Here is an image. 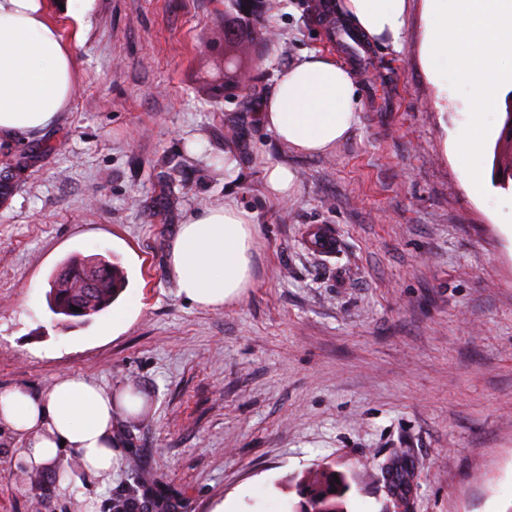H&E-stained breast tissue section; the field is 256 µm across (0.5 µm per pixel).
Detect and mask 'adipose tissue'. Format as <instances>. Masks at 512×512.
Returning <instances> with one entry per match:
<instances>
[{
  "label": "adipose tissue",
  "instance_id": "adipose-tissue-1",
  "mask_svg": "<svg viewBox=\"0 0 512 512\" xmlns=\"http://www.w3.org/2000/svg\"><path fill=\"white\" fill-rule=\"evenodd\" d=\"M336 12L371 42L397 41L407 0H337ZM427 62L437 71L448 53L470 80L475 112L455 137V151L470 190L482 193L481 158L487 119L501 82L512 81V0H426ZM75 65L62 36L44 11V0H0V139L17 140L51 125L68 105ZM355 86L334 56L310 51L279 76L262 107L263 122L295 151L316 154L350 131ZM256 227L251 211L229 201L192 215L181 225L170 253L178 292L197 307L216 309L240 299L252 281ZM140 395H113L110 388L63 374L42 394L27 387L0 390V428L17 444L24 470L39 473L65 457L80 474L59 481L60 491L80 485L82 475L108 482L116 453V407L139 412Z\"/></svg>",
  "mask_w": 512,
  "mask_h": 512
}]
</instances>
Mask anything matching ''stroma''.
Returning a JSON list of instances; mask_svg holds the SVG:
<instances>
[{"label":"stroma","mask_w":512,"mask_h":512,"mask_svg":"<svg viewBox=\"0 0 512 512\" xmlns=\"http://www.w3.org/2000/svg\"><path fill=\"white\" fill-rule=\"evenodd\" d=\"M316 0H89L69 14L45 0L76 64L68 108L36 137L0 140V388L46 392L71 374L113 393L120 462L108 485L57 491L17 468L0 432V512H112L133 483L159 512H286L316 465L351 471L349 512L389 503L380 467L405 450L408 512H512V185L495 183L501 84L473 195L454 138L472 110L454 60L425 62L424 0H408L397 43L365 44L353 74L356 122L327 152L304 155L264 125L279 75L318 50L346 61ZM247 83L224 77V18ZM297 175L271 196L269 168ZM232 200L254 214L252 286L202 309L171 275L169 246L199 209ZM328 225L341 248L311 252ZM127 273L110 308L53 315L47 293L72 257ZM127 309L112 332L99 330Z\"/></svg>","instance_id":"35a3bbf8"}]
</instances>
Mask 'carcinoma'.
Wrapping results in <instances>:
<instances>
[{"mask_svg": "<svg viewBox=\"0 0 512 512\" xmlns=\"http://www.w3.org/2000/svg\"><path fill=\"white\" fill-rule=\"evenodd\" d=\"M506 130L507 125H502L493 157V174L500 176L503 183L512 180V164L505 165L500 160L501 149L509 144ZM67 267L78 271L95 268L99 285L86 296L77 278L54 276L48 298L49 307L56 315L91 317L108 308L126 287L124 271L103 257L75 259L68 262ZM74 306L81 311L72 310ZM336 476L339 477L337 481L334 480ZM349 490L350 476L347 473L319 465L302 475L298 483L300 501L292 505L290 512H347ZM144 508L145 505L137 498L136 487L112 497V512H143Z\"/></svg>", "mask_w": 512, "mask_h": 512, "instance_id": "obj_1", "label": "carcinoma"}]
</instances>
